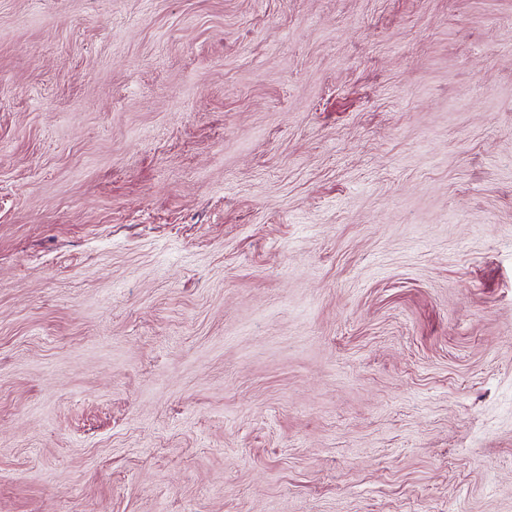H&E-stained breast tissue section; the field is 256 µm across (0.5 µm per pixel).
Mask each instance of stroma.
Returning <instances> with one entry per match:
<instances>
[{"instance_id":"stroma-1","label":"stroma","mask_w":512,"mask_h":512,"mask_svg":"<svg viewBox=\"0 0 512 512\" xmlns=\"http://www.w3.org/2000/svg\"><path fill=\"white\" fill-rule=\"evenodd\" d=\"M0 512H512V0H0Z\"/></svg>"}]
</instances>
